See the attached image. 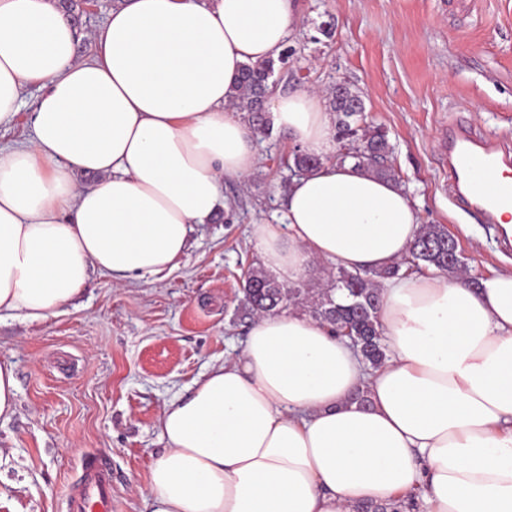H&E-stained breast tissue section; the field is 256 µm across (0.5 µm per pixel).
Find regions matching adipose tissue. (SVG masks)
Returning <instances> with one entry per match:
<instances>
[{
    "mask_svg": "<svg viewBox=\"0 0 512 512\" xmlns=\"http://www.w3.org/2000/svg\"><path fill=\"white\" fill-rule=\"evenodd\" d=\"M296 24L292 0H118L81 59L57 0H0V126L40 89L27 137L0 147V312L42 322L90 271L175 270L223 179L259 163L229 107L239 72ZM272 119L321 163L289 184L285 223L255 227L264 268L292 284L400 262L421 231L403 186L333 162L317 93L275 96ZM381 294L374 368L304 313L256 317L239 358L164 405L148 512H354L415 492L426 512H512V270L474 287L433 269Z\"/></svg>",
    "mask_w": 512,
    "mask_h": 512,
    "instance_id": "1",
    "label": "adipose tissue"
}]
</instances>
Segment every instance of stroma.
Listing matches in <instances>:
<instances>
[{"label":"stroma","instance_id":"35a3bbf8","mask_svg":"<svg viewBox=\"0 0 512 512\" xmlns=\"http://www.w3.org/2000/svg\"><path fill=\"white\" fill-rule=\"evenodd\" d=\"M294 2L281 90L347 82L388 130L421 223L444 226L470 275L512 267L493 225L455 205L443 159L449 118L512 134V0ZM256 147L258 169L225 179V210L197 226L170 275L121 284L94 270L55 317L0 315V359L18 380L16 412L0 419V512H67L84 455L98 451L112 464V512H144L164 403L244 348V273L260 262L252 232L280 223L291 179L280 163L291 144L272 130Z\"/></svg>","mask_w":512,"mask_h":512}]
</instances>
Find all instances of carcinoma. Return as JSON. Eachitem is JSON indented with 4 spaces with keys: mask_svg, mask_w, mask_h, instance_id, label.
<instances>
[{
    "mask_svg": "<svg viewBox=\"0 0 512 512\" xmlns=\"http://www.w3.org/2000/svg\"><path fill=\"white\" fill-rule=\"evenodd\" d=\"M288 57L249 64L236 81L231 105L244 112L261 132L270 128L262 106L276 89V64L285 65ZM331 104L337 114L336 162L352 159L380 177L393 178L388 158L391 144L384 128L364 124L365 106L361 95L349 84L338 82L332 87ZM320 164V158L297 149L287 168L298 176ZM465 266L464 258H448V232L440 224H424L404 261L379 271H349L342 267L329 273L327 287L317 290L286 286L260 267L250 269L243 284V317L278 314L289 308H303L317 320L333 326L337 334L354 342L363 361L372 367L385 359V346L379 330L381 305L380 283L400 274L410 275L434 267L457 273ZM416 506L412 499H393L385 504H364L357 512H403Z\"/></svg>",
    "mask_w": 512,
    "mask_h": 512,
    "instance_id": "1",
    "label": "carcinoma"
}]
</instances>
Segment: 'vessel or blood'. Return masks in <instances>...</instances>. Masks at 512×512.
Returning a JSON list of instances; mask_svg holds the SVG:
<instances>
[{
	"label": "vessel or blood",
	"mask_w": 512,
	"mask_h": 512,
	"mask_svg": "<svg viewBox=\"0 0 512 512\" xmlns=\"http://www.w3.org/2000/svg\"><path fill=\"white\" fill-rule=\"evenodd\" d=\"M453 198L476 211L484 223L497 221L512 206V183L497 180L500 168H512V141L499 134L449 124L446 144ZM68 512H112V470L103 457L86 462L80 481L67 494Z\"/></svg>",
	"instance_id": "obj_1"
}]
</instances>
